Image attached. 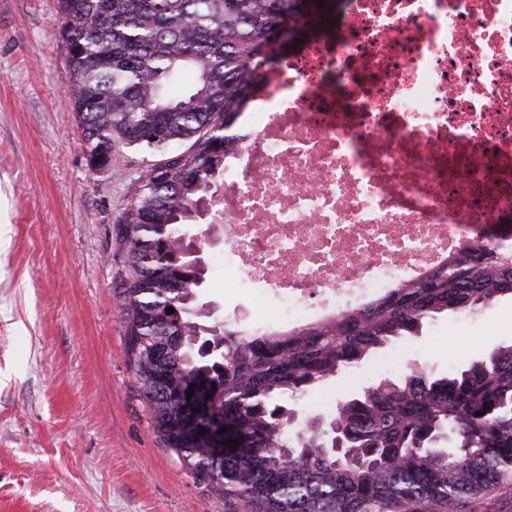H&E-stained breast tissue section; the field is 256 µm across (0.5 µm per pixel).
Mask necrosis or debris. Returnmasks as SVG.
Returning <instances> with one entry per match:
<instances>
[{
	"label": "necrosis or debris",
	"instance_id": "necrosis-or-debris-1",
	"mask_svg": "<svg viewBox=\"0 0 512 512\" xmlns=\"http://www.w3.org/2000/svg\"><path fill=\"white\" fill-rule=\"evenodd\" d=\"M224 189V285L295 330L496 238L512 215V0H350L258 58Z\"/></svg>",
	"mask_w": 512,
	"mask_h": 512
}]
</instances>
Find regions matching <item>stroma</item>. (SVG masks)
Segmentation results:
<instances>
[{
    "label": "stroma",
    "mask_w": 512,
    "mask_h": 512,
    "mask_svg": "<svg viewBox=\"0 0 512 512\" xmlns=\"http://www.w3.org/2000/svg\"><path fill=\"white\" fill-rule=\"evenodd\" d=\"M58 0H0V512H224L158 436L125 356L112 226L153 154L113 144L91 167L68 93ZM203 300L266 332L224 289V227L200 219ZM512 344V300L438 318L307 391L299 418L419 364L444 374Z\"/></svg>",
    "instance_id": "1"
}]
</instances>
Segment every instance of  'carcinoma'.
<instances>
[{
  "label": "carcinoma",
  "instance_id": "1",
  "mask_svg": "<svg viewBox=\"0 0 512 512\" xmlns=\"http://www.w3.org/2000/svg\"><path fill=\"white\" fill-rule=\"evenodd\" d=\"M316 2L58 0L90 162L108 164L116 141L158 156L113 227L125 356L165 447L224 512H438L512 480V346L444 375L416 365L400 383L352 393L332 418L351 458L314 427L289 443L290 402L440 316L512 298V253L485 243L471 262L453 256L322 325L203 332L204 271L183 241L224 177L232 128L260 82L251 62L276 47L290 16L311 26L329 16ZM191 378L216 385L229 427L222 456L181 410Z\"/></svg>",
  "mask_w": 512,
  "mask_h": 512
}]
</instances>
